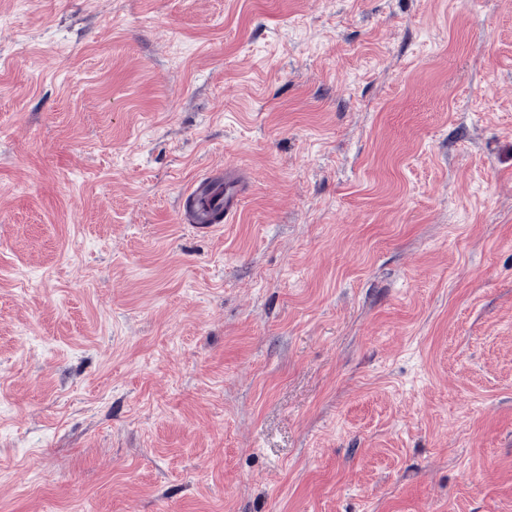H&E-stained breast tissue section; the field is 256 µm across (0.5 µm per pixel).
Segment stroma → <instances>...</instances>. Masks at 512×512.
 <instances>
[{"instance_id":"stroma-1","label":"stroma","mask_w":512,"mask_h":512,"mask_svg":"<svg viewBox=\"0 0 512 512\" xmlns=\"http://www.w3.org/2000/svg\"><path fill=\"white\" fill-rule=\"evenodd\" d=\"M0 512H512V0H0Z\"/></svg>"}]
</instances>
